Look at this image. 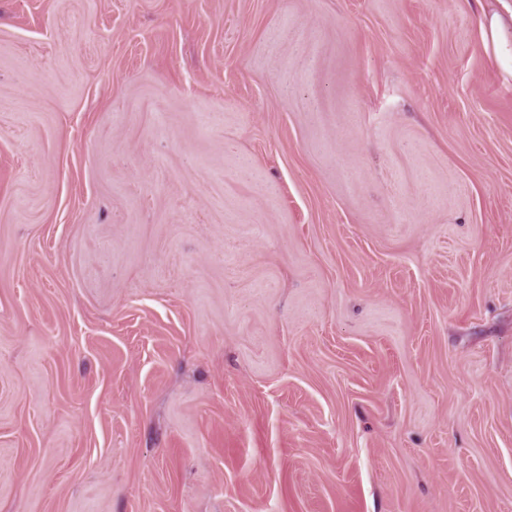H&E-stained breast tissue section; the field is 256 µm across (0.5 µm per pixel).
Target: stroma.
<instances>
[{
    "mask_svg": "<svg viewBox=\"0 0 512 512\" xmlns=\"http://www.w3.org/2000/svg\"><path fill=\"white\" fill-rule=\"evenodd\" d=\"M479 14L0 0V512H512Z\"/></svg>",
    "mask_w": 512,
    "mask_h": 512,
    "instance_id": "obj_1",
    "label": "stroma"
}]
</instances>
